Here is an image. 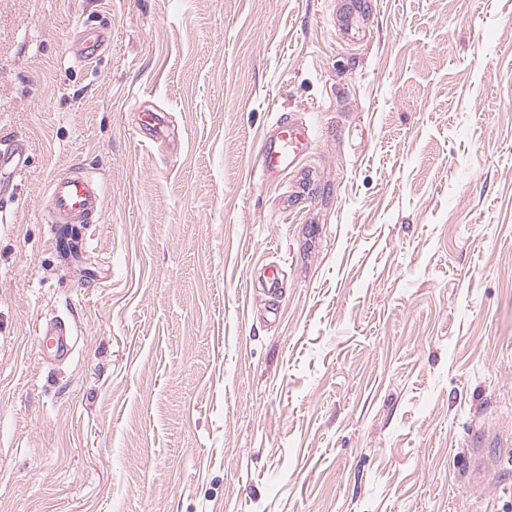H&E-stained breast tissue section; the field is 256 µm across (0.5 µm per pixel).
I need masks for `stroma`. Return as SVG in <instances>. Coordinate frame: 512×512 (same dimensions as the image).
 I'll list each match as a JSON object with an SVG mask.
<instances>
[{"label": "stroma", "instance_id": "1", "mask_svg": "<svg viewBox=\"0 0 512 512\" xmlns=\"http://www.w3.org/2000/svg\"><path fill=\"white\" fill-rule=\"evenodd\" d=\"M288 118L313 146L264 180ZM2 135L0 512L512 503L466 467L512 444V0H0ZM76 167L102 223L49 221ZM106 41L104 30L97 27L85 28L72 40L69 53L76 62L87 63L100 56ZM28 165L26 146L19 139L0 140V213L14 202L17 180ZM43 336V355L53 361H60L70 356L74 346L75 330L64 319L47 321L40 329Z\"/></svg>", "mask_w": 512, "mask_h": 512}]
</instances>
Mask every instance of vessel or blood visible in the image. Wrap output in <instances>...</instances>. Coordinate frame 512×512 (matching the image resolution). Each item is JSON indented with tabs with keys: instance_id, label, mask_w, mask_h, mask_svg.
Listing matches in <instances>:
<instances>
[{
	"instance_id": "obj_1",
	"label": "vessel or blood",
	"mask_w": 512,
	"mask_h": 512,
	"mask_svg": "<svg viewBox=\"0 0 512 512\" xmlns=\"http://www.w3.org/2000/svg\"><path fill=\"white\" fill-rule=\"evenodd\" d=\"M107 35L100 28H86L69 47L71 57L87 63L99 57ZM312 136L308 127L293 120L278 121L272 137L263 139L261 169L273 177L295 166L309 151ZM28 165L26 146L18 139L0 140V213L14 202L17 180ZM104 184L95 173L74 169L56 177L49 187L51 221L55 224H98L104 217ZM43 355L53 361L70 356L74 346L73 325L63 319L47 321L40 329Z\"/></svg>"
}]
</instances>
